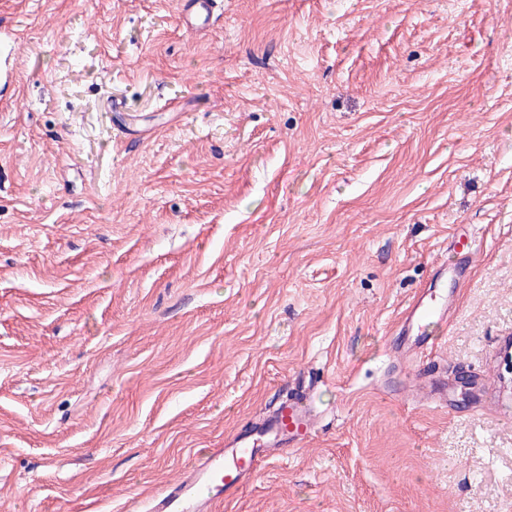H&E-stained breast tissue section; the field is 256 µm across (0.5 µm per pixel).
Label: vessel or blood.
<instances>
[{
  "mask_svg": "<svg viewBox=\"0 0 512 512\" xmlns=\"http://www.w3.org/2000/svg\"><path fill=\"white\" fill-rule=\"evenodd\" d=\"M214 4L215 0H184L182 26L194 33L207 29ZM448 319L447 301L414 296L401 322L410 338L407 352L421 356L428 344L429 324ZM318 423L312 388L307 385L294 398L260 415L246 431L225 437L221 447L197 453L176 480L147 500L146 512H217L253 479L262 462L277 459L286 449L306 447Z\"/></svg>",
  "mask_w": 512,
  "mask_h": 512,
  "instance_id": "obj_1",
  "label": "vessel or blood"
}]
</instances>
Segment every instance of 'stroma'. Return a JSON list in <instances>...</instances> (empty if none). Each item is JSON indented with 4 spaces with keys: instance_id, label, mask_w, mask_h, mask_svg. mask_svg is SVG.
Instances as JSON below:
<instances>
[{
    "instance_id": "35a3bbf8",
    "label": "stroma",
    "mask_w": 512,
    "mask_h": 512,
    "mask_svg": "<svg viewBox=\"0 0 512 512\" xmlns=\"http://www.w3.org/2000/svg\"><path fill=\"white\" fill-rule=\"evenodd\" d=\"M182 2L0 0V512H134L303 375L220 512H512V0ZM215 0H185L181 16V25L193 33L203 31L210 26ZM448 299L436 301L430 297L425 300V295L414 296L412 303L406 309L402 318V331L411 336V340L405 350L416 359L421 356L428 344L427 327L431 323L448 322Z\"/></svg>"
}]
</instances>
